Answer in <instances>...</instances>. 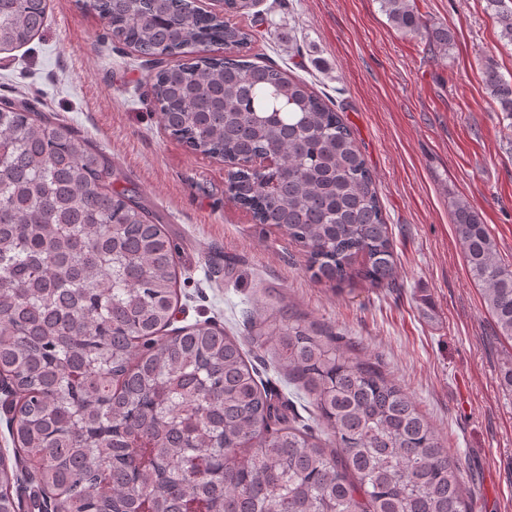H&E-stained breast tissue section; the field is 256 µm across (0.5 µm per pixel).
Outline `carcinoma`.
<instances>
[{
    "mask_svg": "<svg viewBox=\"0 0 512 512\" xmlns=\"http://www.w3.org/2000/svg\"><path fill=\"white\" fill-rule=\"evenodd\" d=\"M392 25L441 55L454 35L415 0H379ZM258 0H94L112 38L149 60L198 54L146 84L170 137L224 161V195L286 231L318 280L395 282L376 175L343 113L307 81L251 60L257 32L226 15ZM512 44V10L488 0ZM46 0H0V53L28 44ZM484 83L512 116V79ZM273 154L279 165H240ZM112 160L72 126L0 102V375L12 380L16 452L40 455L34 496L62 512H468L462 473L415 399L361 349L298 321L260 330L331 440L299 428L259 384L244 340L204 323L164 335L176 245ZM468 277L512 340V264L468 202L448 201ZM23 475L0 460V512Z\"/></svg>",
    "mask_w": 512,
    "mask_h": 512,
    "instance_id": "1",
    "label": "carcinoma"
}]
</instances>
